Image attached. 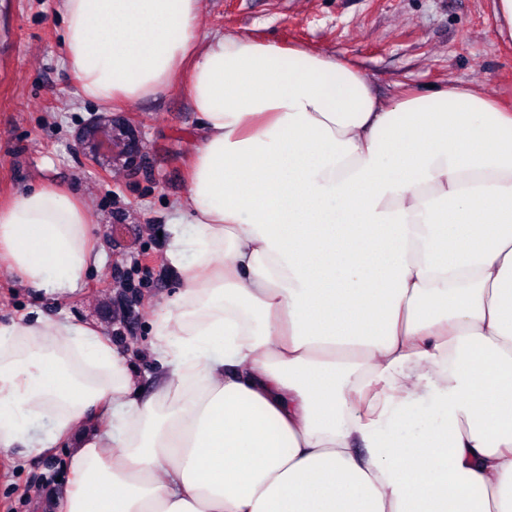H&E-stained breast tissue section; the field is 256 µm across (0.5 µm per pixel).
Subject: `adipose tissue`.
<instances>
[{
	"instance_id": "adipose-tissue-1",
	"label": "adipose tissue",
	"mask_w": 512,
	"mask_h": 512,
	"mask_svg": "<svg viewBox=\"0 0 512 512\" xmlns=\"http://www.w3.org/2000/svg\"><path fill=\"white\" fill-rule=\"evenodd\" d=\"M60 9L81 97L183 80L195 237L168 258L196 257L150 398L96 328L0 326V453L70 446L59 512H512V108L454 82L381 99L334 56L200 36L198 0ZM90 223L27 191L0 205V267L73 293L104 259ZM90 412L109 430L74 438Z\"/></svg>"
}]
</instances>
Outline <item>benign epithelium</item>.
I'll use <instances>...</instances> for the list:
<instances>
[{
    "instance_id": "7a95c632",
    "label": "benign epithelium",
    "mask_w": 512,
    "mask_h": 512,
    "mask_svg": "<svg viewBox=\"0 0 512 512\" xmlns=\"http://www.w3.org/2000/svg\"><path fill=\"white\" fill-rule=\"evenodd\" d=\"M79 150L102 170L116 164L132 167L142 153V141L121 113L90 119L78 138Z\"/></svg>"
}]
</instances>
